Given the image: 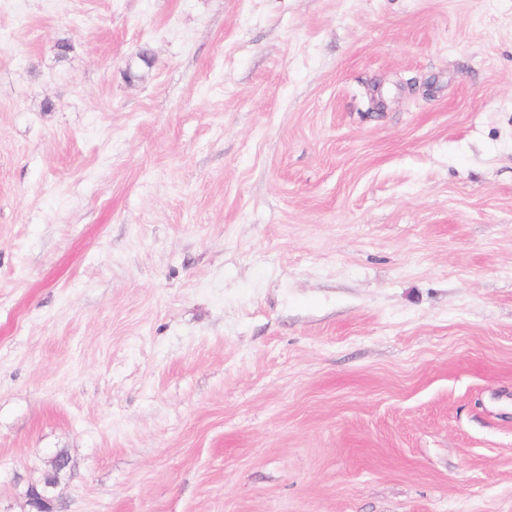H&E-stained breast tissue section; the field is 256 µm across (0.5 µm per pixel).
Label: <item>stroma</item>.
<instances>
[{"label":"stroma","instance_id":"1","mask_svg":"<svg viewBox=\"0 0 512 512\" xmlns=\"http://www.w3.org/2000/svg\"><path fill=\"white\" fill-rule=\"evenodd\" d=\"M60 453L53 512H512V0H0V512Z\"/></svg>","mask_w":512,"mask_h":512}]
</instances>
